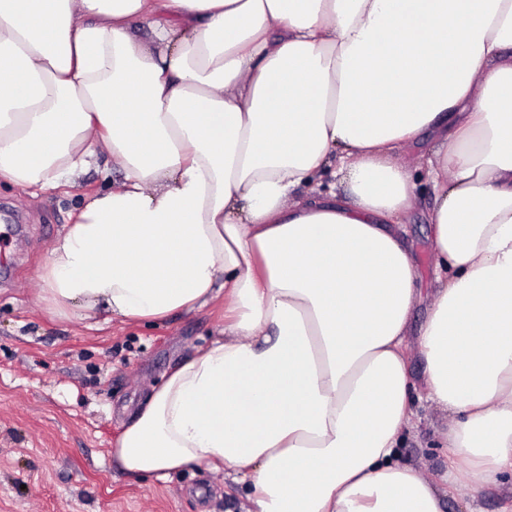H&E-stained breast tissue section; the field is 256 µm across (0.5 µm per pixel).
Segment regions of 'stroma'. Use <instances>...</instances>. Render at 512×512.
Here are the masks:
<instances>
[{
    "label": "stroma",
    "mask_w": 512,
    "mask_h": 512,
    "mask_svg": "<svg viewBox=\"0 0 512 512\" xmlns=\"http://www.w3.org/2000/svg\"><path fill=\"white\" fill-rule=\"evenodd\" d=\"M121 174L107 149L75 182L33 192L0 184V512H248L246 485L223 472L188 469L143 483L112 463L125 412L142 403L180 360L206 347L224 327V302L151 324L59 319L37 298V272L54 240L84 201ZM431 184L423 182L404 229L418 261L419 300L409 327L417 336L428 309L434 263ZM418 418L400 458L431 476L445 465L441 433L450 422L411 393ZM512 473L478 501L465 478L449 485L445 512H500Z\"/></svg>",
    "instance_id": "1"
}]
</instances>
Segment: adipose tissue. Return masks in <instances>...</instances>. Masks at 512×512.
Listing matches in <instances>:
<instances>
[{
	"label": "adipose tissue",
	"instance_id": "adipose-tissue-1",
	"mask_svg": "<svg viewBox=\"0 0 512 512\" xmlns=\"http://www.w3.org/2000/svg\"><path fill=\"white\" fill-rule=\"evenodd\" d=\"M426 160L435 286L417 338L404 220ZM120 182L37 276L55 316L153 322L224 301L112 458L195 465L248 512H443L512 470V0H0V181ZM341 194L294 200L324 172ZM423 363L414 378L410 355ZM447 466L400 462L411 392ZM471 499L467 489V480L464 477L457 479L455 484L448 485L446 491L445 511L446 512H469Z\"/></svg>",
	"mask_w": 512,
	"mask_h": 512
}]
</instances>
